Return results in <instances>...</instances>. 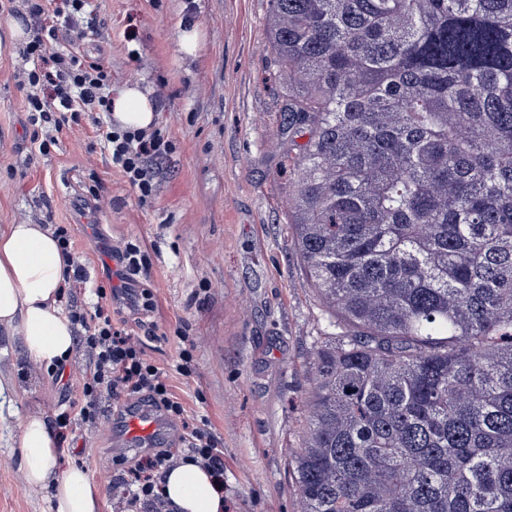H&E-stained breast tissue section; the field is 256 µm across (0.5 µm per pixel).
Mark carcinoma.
<instances>
[{"label":"carcinoma","instance_id":"1","mask_svg":"<svg viewBox=\"0 0 512 512\" xmlns=\"http://www.w3.org/2000/svg\"><path fill=\"white\" fill-rule=\"evenodd\" d=\"M269 5L326 322L296 512H512V0Z\"/></svg>","mask_w":512,"mask_h":512}]
</instances>
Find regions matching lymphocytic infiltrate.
<instances>
[{"mask_svg": "<svg viewBox=\"0 0 512 512\" xmlns=\"http://www.w3.org/2000/svg\"><path fill=\"white\" fill-rule=\"evenodd\" d=\"M86 4L87 0H62L51 10L54 24L37 26L24 49L33 66L23 71L20 86L28 120L35 128L33 140L43 154L55 145L63 127L79 125L83 113L108 107L110 102L112 72L101 59L54 48L58 29H78ZM101 138L113 166L137 190L140 204L151 203L155 185L150 164L166 151L160 135L110 127ZM110 257L117 285L96 287L91 311L74 317L85 331L81 342L91 356L90 371L82 384L85 403L80 416L85 422H96L102 398L122 395L148 403L170 420L183 419L186 409L169 384L166 370L147 357L140 338L127 327L128 314L149 312L155 306L150 284L139 279L148 269V256L141 244L124 241L112 247ZM185 440L191 459L210 469L216 479H223L224 452L209 432L207 419L190 428ZM172 461L171 453L159 450L127 468L122 482L130 502L158 504L162 493L157 476Z\"/></svg>", "mask_w": 512, "mask_h": 512, "instance_id": "obj_1", "label": "lymphocytic infiltrate"}]
</instances>
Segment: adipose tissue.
<instances>
[{
  "instance_id": "ef3b65f1",
  "label": "adipose tissue",
  "mask_w": 512,
  "mask_h": 512,
  "mask_svg": "<svg viewBox=\"0 0 512 512\" xmlns=\"http://www.w3.org/2000/svg\"><path fill=\"white\" fill-rule=\"evenodd\" d=\"M111 119L129 130H151L158 106L139 85L122 87L111 99ZM74 268L58 240L42 224L0 227V327L18 328L28 359L50 366L77 344L71 321L59 307L61 288ZM21 468L27 488L50 489L49 512H100L102 490L81 466L58 469V450L45 417H28L19 437ZM169 512H224V496L207 469L181 460L162 475Z\"/></svg>"
}]
</instances>
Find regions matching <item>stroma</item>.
<instances>
[{
	"label": "stroma",
	"mask_w": 512,
	"mask_h": 512,
	"mask_svg": "<svg viewBox=\"0 0 512 512\" xmlns=\"http://www.w3.org/2000/svg\"><path fill=\"white\" fill-rule=\"evenodd\" d=\"M188 21L204 34L193 59L177 45ZM80 25L84 51L103 55L113 89L138 83L159 103L155 129L171 150L152 163L155 198L140 205L113 168L95 136L106 113L86 114L39 152L18 52L0 56V225L68 228L87 278L63 288L67 314L88 310V283L106 284L112 244L140 240L157 302L145 352L169 369L189 416L210 421L224 450V512H294L289 462L302 443L323 321L286 218L294 173L277 147L284 114L268 0H90ZM180 330L194 345L189 377L171 370ZM65 364L63 379L53 378L26 357L18 330L0 328V512H45L48 491L24 484L19 433L29 416L52 423L83 405L84 347ZM128 404L104 398L98 422L74 421L60 447L61 466H84L102 486L100 512H143L117 486L138 454L116 442Z\"/></svg>",
	"instance_id": "obj_1"
}]
</instances>
